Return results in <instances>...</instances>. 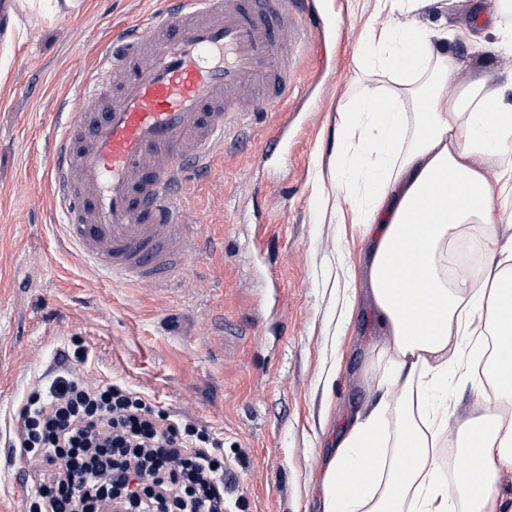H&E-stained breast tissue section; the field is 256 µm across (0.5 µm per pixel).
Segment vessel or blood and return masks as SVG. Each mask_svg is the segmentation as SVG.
Masks as SVG:
<instances>
[{
    "mask_svg": "<svg viewBox=\"0 0 512 512\" xmlns=\"http://www.w3.org/2000/svg\"><path fill=\"white\" fill-rule=\"evenodd\" d=\"M326 51L314 0H162L113 34L66 114L48 164L65 236L84 261L128 282L170 281L198 232L189 198L256 116L287 109L295 82L277 56Z\"/></svg>",
    "mask_w": 512,
    "mask_h": 512,
    "instance_id": "1",
    "label": "vessel or blood"
}]
</instances>
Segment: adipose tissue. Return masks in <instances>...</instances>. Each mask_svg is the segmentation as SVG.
I'll return each mask as SVG.
<instances>
[{"label": "adipose tissue", "mask_w": 512, "mask_h": 512, "mask_svg": "<svg viewBox=\"0 0 512 512\" xmlns=\"http://www.w3.org/2000/svg\"><path fill=\"white\" fill-rule=\"evenodd\" d=\"M402 0L404 19L373 29L369 73L343 119L336 194L367 241L363 290L384 335L380 397L350 413L322 469L324 512H504L512 472V74L492 83ZM497 164V182L488 167ZM478 390L457 427L449 383ZM458 440L463 464L448 471Z\"/></svg>", "instance_id": "1"}]
</instances>
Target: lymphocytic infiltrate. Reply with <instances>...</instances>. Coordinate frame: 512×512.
<instances>
[{"label":"lymphocytic infiltrate","mask_w":512,"mask_h":512,"mask_svg":"<svg viewBox=\"0 0 512 512\" xmlns=\"http://www.w3.org/2000/svg\"><path fill=\"white\" fill-rule=\"evenodd\" d=\"M15 456L40 466L28 512H224V441L155 410L124 383L68 369L13 421Z\"/></svg>","instance_id":"1"}]
</instances>
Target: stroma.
Returning a JSON list of instances; mask_svg holds the SVG:
<instances>
[{"label":"stroma","instance_id":"35a3bbf8","mask_svg":"<svg viewBox=\"0 0 512 512\" xmlns=\"http://www.w3.org/2000/svg\"><path fill=\"white\" fill-rule=\"evenodd\" d=\"M0 0V512H25L36 473L13 459L10 423L38 381L62 371L82 345L78 371L150 395L163 411L224 440L235 472L224 512H322L323 460L350 412L373 399L367 377L380 332L364 306L340 316L365 240L339 221L332 169L340 112L367 78V25L398 18L393 4L358 11L316 0L334 28L329 54L284 56L299 95L288 138L266 154L270 121L244 149L215 158L190 200L200 243L165 286L89 269L62 238L46 177L60 112L80 97L113 29L159 0ZM420 21L476 38L453 43L474 69L512 72L499 0H434Z\"/></svg>","mask_w":512,"mask_h":512}]
</instances>
